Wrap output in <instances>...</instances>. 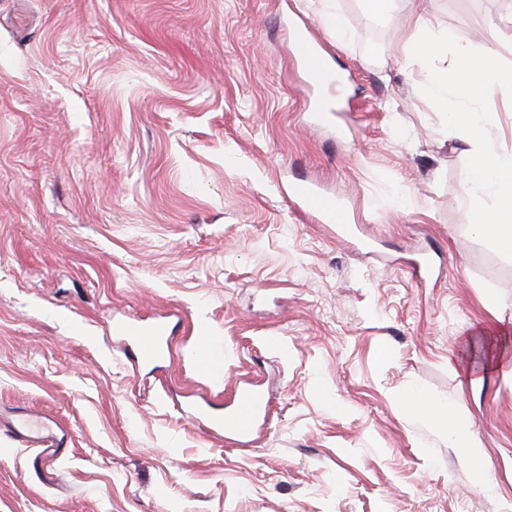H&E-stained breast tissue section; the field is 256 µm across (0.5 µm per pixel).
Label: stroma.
I'll return each instance as SVG.
<instances>
[{
    "instance_id": "35a3bbf8",
    "label": "stroma",
    "mask_w": 512,
    "mask_h": 512,
    "mask_svg": "<svg viewBox=\"0 0 512 512\" xmlns=\"http://www.w3.org/2000/svg\"><path fill=\"white\" fill-rule=\"evenodd\" d=\"M415 6L334 0L330 25L323 0H0V406L71 435L43 468L0 435V512H512V377L470 383L454 346L484 328L512 346V262L458 205L465 145L404 48ZM425 6L512 64V0ZM290 20L348 78L344 130L310 119ZM489 107L512 155V97ZM299 176L347 199L382 257L302 221ZM415 249L443 260L422 286ZM159 315L181 322L171 357L138 365L112 319ZM203 343L221 386L196 372ZM243 380L272 403L252 440L183 413ZM427 417L433 423L448 428V434L457 440L459 451L463 457L468 460L479 457L481 448H476L469 438V426L455 419L453 409L447 402L432 403Z\"/></svg>"
}]
</instances>
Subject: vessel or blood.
<instances>
[{
    "label": "vessel or blood",
    "mask_w": 512,
    "mask_h": 512,
    "mask_svg": "<svg viewBox=\"0 0 512 512\" xmlns=\"http://www.w3.org/2000/svg\"><path fill=\"white\" fill-rule=\"evenodd\" d=\"M296 52L302 60L310 86L323 89L328 85L333 70L306 39L296 38ZM288 198L304 214L319 224L339 232L352 231L346 205L327 194L317 182L306 178H295L288 183ZM116 335L127 340L128 353L138 362L150 365L164 357L178 333V323L163 318L151 323L135 319H120L114 324ZM198 372L208 378L225 375L224 366L214 360L208 346L202 345L196 351ZM266 409L262 393L254 388H240L234 398V408L229 415L210 413L206 407L198 406L193 411L196 419L202 420L212 430L230 428L239 437H246L255 418ZM0 434L8 436L17 445L35 448L43 463L58 459L68 446V432L56 420L17 407L0 413Z\"/></svg>",
    "instance_id": "b4317fda"
}]
</instances>
